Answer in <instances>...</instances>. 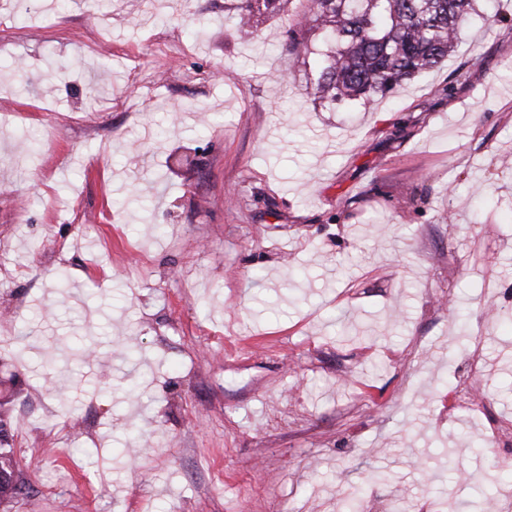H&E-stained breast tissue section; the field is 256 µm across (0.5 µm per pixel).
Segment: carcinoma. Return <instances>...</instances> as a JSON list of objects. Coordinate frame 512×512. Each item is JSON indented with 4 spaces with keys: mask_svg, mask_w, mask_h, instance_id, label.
I'll return each instance as SVG.
<instances>
[{
    "mask_svg": "<svg viewBox=\"0 0 512 512\" xmlns=\"http://www.w3.org/2000/svg\"><path fill=\"white\" fill-rule=\"evenodd\" d=\"M290 0H235L232 18L258 26ZM476 12L474 0H308L290 31L288 48H308L303 35L318 33L317 71L309 85L327 106L368 107L448 58ZM7 424L0 423V503L22 493L19 464Z\"/></svg>",
    "mask_w": 512,
    "mask_h": 512,
    "instance_id": "carcinoma-1",
    "label": "carcinoma"
}]
</instances>
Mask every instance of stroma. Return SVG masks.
Here are the masks:
<instances>
[{"mask_svg":"<svg viewBox=\"0 0 512 512\" xmlns=\"http://www.w3.org/2000/svg\"><path fill=\"white\" fill-rule=\"evenodd\" d=\"M231 6L0 0V379L39 459L0 512H338L359 486L492 512L512 0L369 108L309 95L305 0L255 29Z\"/></svg>","mask_w":512,"mask_h":512,"instance_id":"stroma-1","label":"stroma"}]
</instances>
